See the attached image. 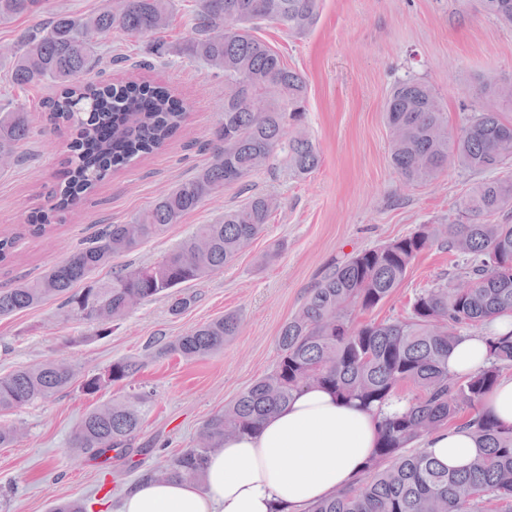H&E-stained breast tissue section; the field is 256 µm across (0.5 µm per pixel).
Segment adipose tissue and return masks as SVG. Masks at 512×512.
Returning a JSON list of instances; mask_svg holds the SVG:
<instances>
[{
	"instance_id": "1",
	"label": "adipose tissue",
	"mask_w": 512,
	"mask_h": 512,
	"mask_svg": "<svg viewBox=\"0 0 512 512\" xmlns=\"http://www.w3.org/2000/svg\"><path fill=\"white\" fill-rule=\"evenodd\" d=\"M482 336L461 337L448 354L450 370L467 375L487 362ZM380 416L308 387L253 433L225 438L208 459L202 482L146 480L116 512H308L311 505L361 477L377 442ZM425 448L443 465L466 466L479 452L469 430L430 435Z\"/></svg>"
}]
</instances>
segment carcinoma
Instances as JSON below:
<instances>
[{"mask_svg":"<svg viewBox=\"0 0 512 512\" xmlns=\"http://www.w3.org/2000/svg\"><path fill=\"white\" fill-rule=\"evenodd\" d=\"M44 0H0V26L19 18L35 23L12 43L0 44L9 81L19 87L55 84L45 103L54 123L71 131L63 181L48 209L32 212L28 230L43 233L55 214L70 211L109 173L162 148L182 126L188 102L148 79L95 80L101 40L121 33L143 40L146 52L173 61L188 58L224 77V108L205 144L206 163L127 224H108L92 243L73 251L39 279L0 289V316L59 301L67 320L103 324L122 319L135 305L165 295L178 314L191 298L175 292L220 272L255 239L278 208L268 193L251 194L210 224H199L160 260L115 266L144 239L163 234L224 188L282 161L303 178L320 165L318 148L303 130L307 85L298 71L257 39L252 30L270 22L293 35L317 22L320 0H197L189 34L175 43L154 39L167 26L176 0H112L90 14L60 10L41 18ZM484 12L512 28V0H480ZM483 92L492 104L473 109L458 130L426 83L397 81L385 102L391 133L390 163L409 183L427 184L454 166L480 176L446 224H423L404 237L365 249L336 264L311 289L301 311L277 337L278 362L224 410L203 424L196 447L170 457L155 479L199 482L208 455L224 437L258 429L306 387L374 407L381 414L374 457L352 485L311 506L309 512H512V427L485 408L501 371L512 366V333L489 334V322L512 315V76L489 79ZM29 112L0 106V167L20 160L32 136ZM448 247L461 263L448 278L417 293L402 320L356 324L353 314L390 297L416 257L433 245ZM235 313L204 323L161 348L185 359L201 358L236 336ZM488 337V364L459 376L448 370V352L459 337ZM139 364L119 359L83 390L130 380ZM72 366L47 360L0 376V412L45 401L69 387ZM416 393L403 410L384 407L397 390ZM149 395L134 392L86 412L71 449L93 459L131 456ZM460 425L482 452L459 469H448L425 448H411L431 434Z\"/></svg>","mask_w":512,"mask_h":512,"instance_id":"carcinoma-1","label":"carcinoma"}]
</instances>
